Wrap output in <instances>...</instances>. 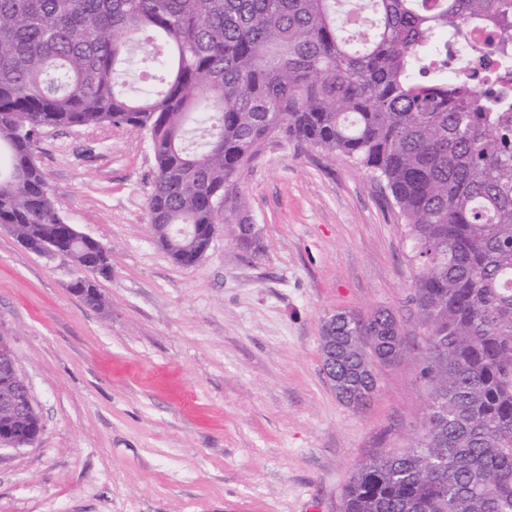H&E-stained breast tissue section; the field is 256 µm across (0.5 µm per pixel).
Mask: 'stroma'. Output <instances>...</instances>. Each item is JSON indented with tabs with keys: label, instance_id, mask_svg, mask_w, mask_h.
I'll return each instance as SVG.
<instances>
[{
	"label": "stroma",
	"instance_id": "35a3bbf8",
	"mask_svg": "<svg viewBox=\"0 0 512 512\" xmlns=\"http://www.w3.org/2000/svg\"><path fill=\"white\" fill-rule=\"evenodd\" d=\"M35 157L111 272L97 280L104 307H88L71 258L0 230V334L43 423L34 446L0 450V512H340L357 464L414 444L426 328L385 181L343 156L269 146L237 175L259 253L222 224L183 267L147 222V135L52 128ZM378 307L396 312L408 352L378 367L357 412L337 400L319 336L336 313Z\"/></svg>",
	"mask_w": 512,
	"mask_h": 512
}]
</instances>
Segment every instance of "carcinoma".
<instances>
[{"instance_id": "obj_1", "label": "carcinoma", "mask_w": 512, "mask_h": 512, "mask_svg": "<svg viewBox=\"0 0 512 512\" xmlns=\"http://www.w3.org/2000/svg\"><path fill=\"white\" fill-rule=\"evenodd\" d=\"M0 0V225L110 269L57 211L35 160L41 131L99 123L146 132L148 224L180 265L181 230L249 224L237 174L280 141L343 155L386 181L418 267L413 302L430 388L415 443L352 471L342 512H512V103L453 80L448 43L474 24L512 63V0ZM147 89L124 88L130 47ZM103 305L97 281L71 285ZM332 387L362 410L376 367L406 354L389 308L339 313Z\"/></svg>"}]
</instances>
